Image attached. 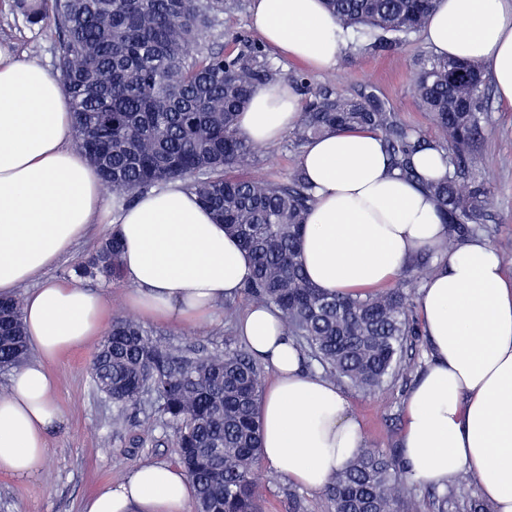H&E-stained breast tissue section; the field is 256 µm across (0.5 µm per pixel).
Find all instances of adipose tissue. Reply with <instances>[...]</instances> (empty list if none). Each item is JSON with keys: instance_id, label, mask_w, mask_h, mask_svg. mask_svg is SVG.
Wrapping results in <instances>:
<instances>
[{"instance_id": "1", "label": "adipose tissue", "mask_w": 512, "mask_h": 512, "mask_svg": "<svg viewBox=\"0 0 512 512\" xmlns=\"http://www.w3.org/2000/svg\"><path fill=\"white\" fill-rule=\"evenodd\" d=\"M251 11L268 46L317 70L336 65L345 36L321 0H252ZM423 37L437 55L487 63L500 101L512 107V0H434ZM298 107L289 82L264 86L240 113L239 131L259 147L277 143L294 128ZM71 132L61 79L0 47V296L26 288L23 321L35 354L0 397V473L18 477L41 461L60 420L49 362L105 324L103 296L39 280L92 219L122 239L125 304L137 314L206 321L242 294L251 272L238 240L181 183L109 209ZM299 164L315 197L301 260L324 291L363 297L392 287L415 254L448 234L435 200L392 169L373 131L324 135ZM417 310L431 355L404 403L407 475L441 488L468 476L495 512H512V277L488 240L474 237L440 254ZM236 331L274 372L259 405L264 462L295 485L324 490L362 445L348 398L304 368L276 308L252 303ZM193 499L181 467L149 464L101 486L83 512H189Z\"/></svg>"}]
</instances>
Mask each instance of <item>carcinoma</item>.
<instances>
[{
    "label": "carcinoma",
    "instance_id": "1",
    "mask_svg": "<svg viewBox=\"0 0 512 512\" xmlns=\"http://www.w3.org/2000/svg\"><path fill=\"white\" fill-rule=\"evenodd\" d=\"M16 19L33 29L53 24L63 86L72 102V143L102 176L103 187L132 202L144 190L180 181L208 207L252 259L245 293L277 308L287 334L327 378L371 393L400 366L417 335L415 305L404 285L434 271L432 252L409 262L393 288L366 298L329 293L308 278L300 235L312 186L295 169L286 182L246 175L257 147L238 130L252 92L283 79L255 45L224 54L201 44L228 9L243 0H12ZM345 31L397 45L426 24L433 0H322ZM412 91L429 113L432 139L402 123L372 96L348 98L331 85L312 90L289 132L298 149L333 131L378 133L392 167L418 180L448 226L441 250L485 236L491 191L479 151L489 112L484 67L424 55ZM446 152L441 180H423L413 164L424 150ZM79 279H122L121 244L109 237L74 264ZM0 372L17 369L30 349L19 298L0 301ZM97 391L112 399L113 430L127 433L128 414L146 406L171 431L178 463L195 489V512H259L262 464L258 407L263 372L242 350L199 353L170 346L121 314L88 364ZM331 512H396L414 493L400 463L363 447L327 485ZM438 512H489L454 488L435 496Z\"/></svg>",
    "mask_w": 512,
    "mask_h": 512
}]
</instances>
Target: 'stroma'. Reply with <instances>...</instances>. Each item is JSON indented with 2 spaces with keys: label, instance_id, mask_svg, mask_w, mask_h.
Masks as SVG:
<instances>
[{
  "label": "stroma",
  "instance_id": "obj_1",
  "mask_svg": "<svg viewBox=\"0 0 512 512\" xmlns=\"http://www.w3.org/2000/svg\"><path fill=\"white\" fill-rule=\"evenodd\" d=\"M10 5L11 0H0V43L9 44L19 56L36 57L49 71H56L54 30L33 36L28 29L15 25ZM221 29L224 49L228 52L245 50L259 40L246 8L225 12ZM429 51L418 33L390 50L371 47L366 38L352 32L336 66L327 70L310 69L271 48L266 54L283 74L305 78V85L297 89L300 101H307V87L329 82L335 83L337 93L346 97L372 93L397 112L403 122L431 138L435 135L434 128L411 89L415 62ZM479 150L483 156L482 175L492 192L489 241L502 257L507 274L512 276V109L493 103ZM299 158V152L282 141L260 148L248 172L284 182L298 166ZM150 327L163 341L179 348L223 351L242 347L234 324L225 322L220 308L210 322L200 325L178 326L154 321ZM99 343V337H92L51 364L56 379L53 397L61 421L51 431L48 452L32 475L20 479L0 474V512H81L83 500L101 485L120 482L144 464H175L172 437L153 427L150 410H143L137 416L138 444H131L125 436H113L114 408L93 387L87 372L88 361ZM429 352L426 336L416 337L407 349L404 375L384 390L363 394L343 385L366 446L389 453L399 450L403 402L419 382ZM257 482L264 512L330 510L324 493L293 485L269 466H261Z\"/></svg>",
  "mask_w": 512,
  "mask_h": 512
}]
</instances>
